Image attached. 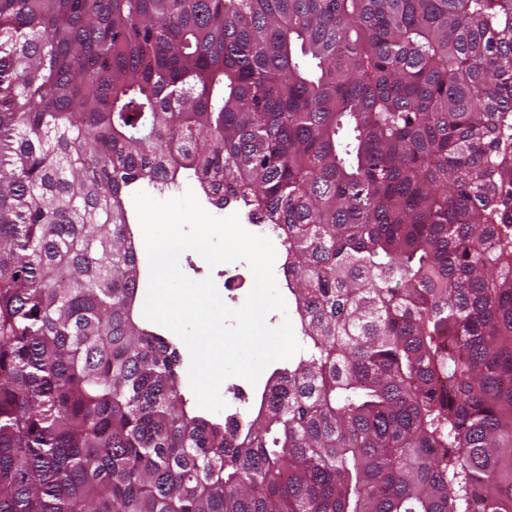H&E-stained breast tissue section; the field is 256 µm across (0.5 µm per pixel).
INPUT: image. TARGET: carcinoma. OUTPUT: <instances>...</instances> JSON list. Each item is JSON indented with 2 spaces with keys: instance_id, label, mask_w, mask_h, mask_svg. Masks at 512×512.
<instances>
[{
  "instance_id": "carcinoma-1",
  "label": "carcinoma",
  "mask_w": 512,
  "mask_h": 512,
  "mask_svg": "<svg viewBox=\"0 0 512 512\" xmlns=\"http://www.w3.org/2000/svg\"><path fill=\"white\" fill-rule=\"evenodd\" d=\"M183 170L286 242L242 429L135 312ZM0 512H512V0H0ZM144 185H147V182L139 181L136 184L132 185L124 194V204H125V207L128 212L129 224H130V228H131V231H132V234L134 237L135 246L137 248V251H138V254H139V257L141 260V267L143 266V262H142L143 257H142V251L140 249L139 237H138V232H137V224H140V223H139L136 208L134 205L133 196L136 193V191L141 186H144ZM145 283H147V282L142 277L141 286H140V289L138 292L136 306H135L136 313H137L139 320L150 330L168 338L178 348L179 353L181 355L180 376H181V383H182V392L184 393L185 397L189 400L188 406L198 415H202V416H204L208 419H211L213 421L223 423L224 422V410L220 413H211V412L202 410L197 406L196 398H195V395L190 387L189 379H188L190 356H189V353H188L186 347L181 342V340L176 335L170 334V331L168 329L164 328L163 326L158 325L153 322H150L144 318L142 311H141V304H142L143 289H145L144 288ZM297 356L296 354L287 360H277L269 364L260 375V380H258L255 386L251 385L249 382L242 378L233 377L225 381L222 386L221 393L227 403L233 402L234 399L236 402L242 403L241 398L235 397L234 393H237L240 390V387L244 388L246 392L249 394V403L246 405H240L241 413L245 414L248 418L253 419L257 415L260 397L265 387V384L273 371L277 368L284 367L288 365V360H293Z\"/></svg>"
}]
</instances>
